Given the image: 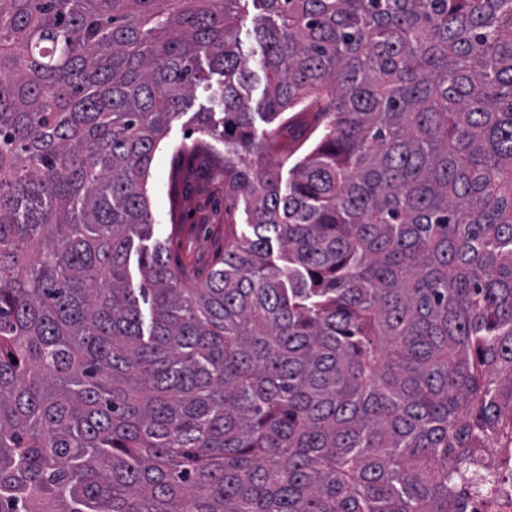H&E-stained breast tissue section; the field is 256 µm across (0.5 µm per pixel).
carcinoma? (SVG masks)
Listing matches in <instances>:
<instances>
[{
  "label": "carcinoma",
  "mask_w": 512,
  "mask_h": 512,
  "mask_svg": "<svg viewBox=\"0 0 512 512\" xmlns=\"http://www.w3.org/2000/svg\"><path fill=\"white\" fill-rule=\"evenodd\" d=\"M200 89L204 271L147 191ZM510 400L512 0H0V512H470ZM249 10L251 12L252 7L249 5ZM257 13L251 12V15L249 16L248 20L243 24V26L239 30V40L241 42V47L244 51V53L247 55H250L249 59V65L250 67L257 72L258 74V81L254 84L253 90L251 92V106H252V112H260L257 110V104L261 100L263 96V90H264V79L262 76V72L259 70L258 61L260 59V47L258 42L255 40V36L252 30V22L251 19L253 15ZM214 203L218 205L217 213L211 212ZM182 205L186 215L191 216L187 224H193V221L204 214L210 215L211 220L219 219L224 224V188L209 186L205 190L183 195ZM172 258L179 259L184 263H193L196 261L198 267L205 268L214 251V244L211 237L204 228L199 225L195 227L194 232L181 239L170 242Z\"/></svg>",
  "instance_id": "obj_1"
}]
</instances>
